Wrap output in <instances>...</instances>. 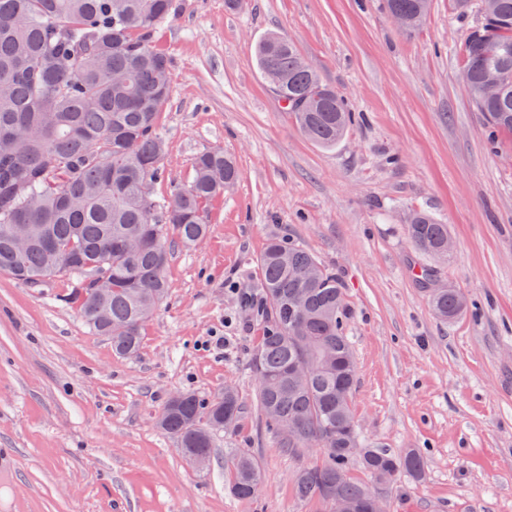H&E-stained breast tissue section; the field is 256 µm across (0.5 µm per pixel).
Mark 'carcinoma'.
<instances>
[{
    "instance_id": "obj_1",
    "label": "carcinoma",
    "mask_w": 512,
    "mask_h": 512,
    "mask_svg": "<svg viewBox=\"0 0 512 512\" xmlns=\"http://www.w3.org/2000/svg\"><path fill=\"white\" fill-rule=\"evenodd\" d=\"M452 10L480 17L461 49L462 80L485 118L487 139L512 134V0H449ZM399 27L418 28L425 0H384ZM173 15V0H0V273L33 287L56 277L76 280L62 301L84 324L107 337L112 350L134 356L142 329L167 295V239L201 245L211 201L239 177L222 149L199 154L185 186L158 197L166 141L159 114L171 89L168 57L149 43L155 25ZM262 75L300 131L330 148L347 133L352 113L324 84L295 44L270 34L255 47ZM408 236L421 253L448 258V225L414 214ZM262 311L267 325L251 356L259 408L278 447L292 456L318 448L320 460L298 468L294 493L336 512V504L372 512L380 493L392 498L403 475H425L421 453H395L361 439L351 407L356 382L353 349L344 331L348 304L342 283L295 242L271 240L259 258ZM110 271L108 316L98 318L89 283ZM438 318L452 321L466 308L456 288L429 289ZM236 389L205 398L186 393L167 401L159 424L178 447L211 455L213 432L236 422ZM357 464L368 484L350 472ZM228 489L255 496L264 474L247 449L228 463Z\"/></svg>"
}]
</instances>
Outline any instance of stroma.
<instances>
[{
    "instance_id": "1",
    "label": "stroma",
    "mask_w": 512,
    "mask_h": 512,
    "mask_svg": "<svg viewBox=\"0 0 512 512\" xmlns=\"http://www.w3.org/2000/svg\"><path fill=\"white\" fill-rule=\"evenodd\" d=\"M152 31L172 83L159 116L167 182L200 152L234 156L240 177L205 209L207 240L171 242L169 294L137 356L113 353L62 302L65 280L33 288L0 273V512H316L296 499L298 458L258 409L251 354L265 329L258 258L295 241L336 272L361 435L418 449L423 480H402L392 512H512V139L489 145L460 80L474 23L431 0L414 32L384 0H174ZM277 32L342 95L354 121L335 147L304 137L255 66ZM425 211L453 242L441 282L470 306L433 313L413 273L406 226ZM234 386L237 422L190 465L158 416L172 395ZM249 449L264 481L254 499L227 488V453Z\"/></svg>"
}]
</instances>
